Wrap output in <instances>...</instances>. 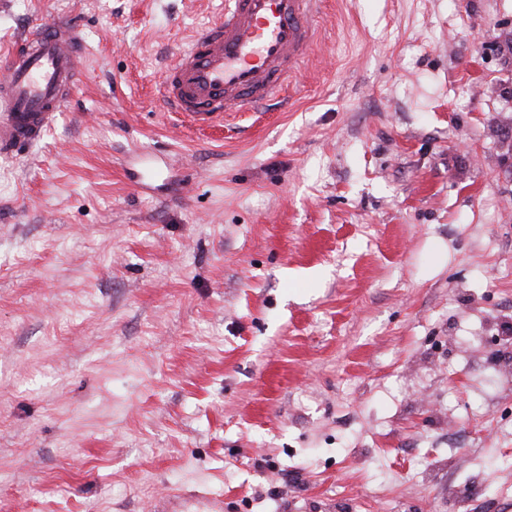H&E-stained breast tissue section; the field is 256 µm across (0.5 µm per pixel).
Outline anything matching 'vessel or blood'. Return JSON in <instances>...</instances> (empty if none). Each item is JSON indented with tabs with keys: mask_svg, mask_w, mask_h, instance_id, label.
Instances as JSON below:
<instances>
[{
	"mask_svg": "<svg viewBox=\"0 0 512 512\" xmlns=\"http://www.w3.org/2000/svg\"><path fill=\"white\" fill-rule=\"evenodd\" d=\"M324 0H224L161 72L158 95L205 131L257 112L290 86L318 41ZM80 40L67 24L38 28L0 64V155L21 154L57 120L76 83Z\"/></svg>",
	"mask_w": 512,
	"mask_h": 512,
	"instance_id": "obj_1",
	"label": "vessel or blood"
}]
</instances>
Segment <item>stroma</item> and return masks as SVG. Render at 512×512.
I'll return each mask as SVG.
<instances>
[{
	"mask_svg": "<svg viewBox=\"0 0 512 512\" xmlns=\"http://www.w3.org/2000/svg\"><path fill=\"white\" fill-rule=\"evenodd\" d=\"M220 0H0L77 25L0 157V512L512 504V0H325L287 104L176 126Z\"/></svg>",
	"mask_w": 512,
	"mask_h": 512,
	"instance_id": "obj_1",
	"label": "stroma"
}]
</instances>
